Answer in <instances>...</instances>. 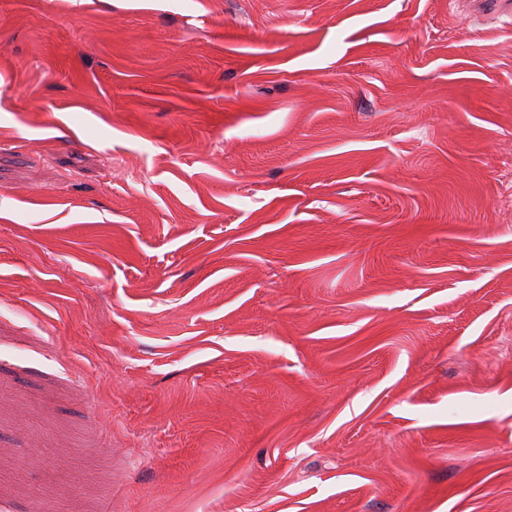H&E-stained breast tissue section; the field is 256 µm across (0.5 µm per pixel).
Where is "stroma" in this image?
Wrapping results in <instances>:
<instances>
[{
  "instance_id": "1",
  "label": "stroma",
  "mask_w": 512,
  "mask_h": 512,
  "mask_svg": "<svg viewBox=\"0 0 512 512\" xmlns=\"http://www.w3.org/2000/svg\"><path fill=\"white\" fill-rule=\"evenodd\" d=\"M512 0H0V512H512Z\"/></svg>"
}]
</instances>
